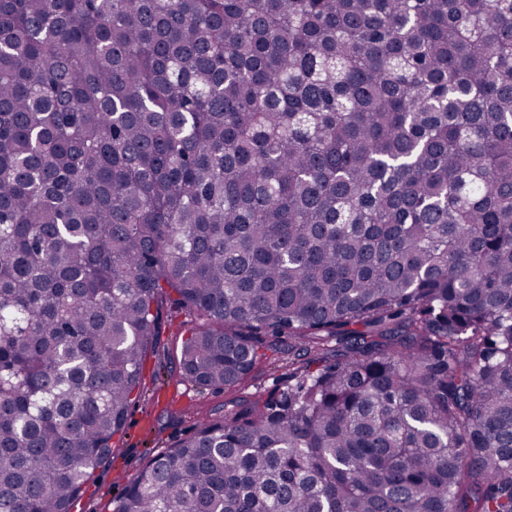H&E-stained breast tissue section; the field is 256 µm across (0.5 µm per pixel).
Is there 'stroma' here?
<instances>
[{"mask_svg": "<svg viewBox=\"0 0 512 512\" xmlns=\"http://www.w3.org/2000/svg\"><path fill=\"white\" fill-rule=\"evenodd\" d=\"M161 334L143 367L141 395L130 408L123 436L113 438L109 463L96 472L76 512H111L115 492L145 466L148 458L191 434L197 423L219 418L235 409L246 395H264L288 382V362L273 349L267 337L266 357L244 383L235 389L201 388L180 371V351L198 317L170 302L160 306Z\"/></svg>", "mask_w": 512, "mask_h": 512, "instance_id": "35a3bbf8", "label": "stroma"}]
</instances>
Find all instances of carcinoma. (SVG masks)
<instances>
[{"label": "carcinoma", "mask_w": 512, "mask_h": 512, "mask_svg": "<svg viewBox=\"0 0 512 512\" xmlns=\"http://www.w3.org/2000/svg\"><path fill=\"white\" fill-rule=\"evenodd\" d=\"M165 297L292 383L111 512H512V0H0V512H72Z\"/></svg>", "instance_id": "cac0c4a2"}]
</instances>
